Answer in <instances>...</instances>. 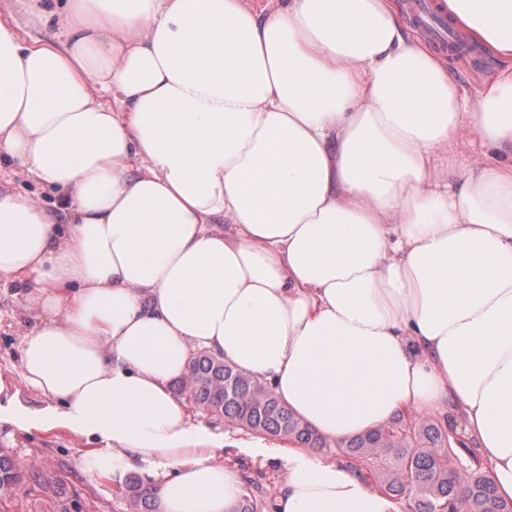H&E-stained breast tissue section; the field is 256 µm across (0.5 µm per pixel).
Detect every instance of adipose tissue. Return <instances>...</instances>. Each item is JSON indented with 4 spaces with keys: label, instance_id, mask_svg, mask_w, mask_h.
<instances>
[{
    "label": "adipose tissue",
    "instance_id": "ef3b65f1",
    "mask_svg": "<svg viewBox=\"0 0 512 512\" xmlns=\"http://www.w3.org/2000/svg\"><path fill=\"white\" fill-rule=\"evenodd\" d=\"M0 12V280L48 319L0 373L16 429L97 438L161 512H232L225 433L171 384L195 348L267 382L332 442L448 418L512 500V0H441L500 60L470 95L395 0H20ZM47 400L24 407L20 387ZM276 512H404L297 443ZM1 182L5 183L9 181V187L17 191H27L34 193L36 197L41 200V203L48 209H55L56 198L49 192L37 187L34 183L27 179V177L21 172V169L14 168L8 172H5L1 176Z\"/></svg>",
    "mask_w": 512,
    "mask_h": 512
}]
</instances>
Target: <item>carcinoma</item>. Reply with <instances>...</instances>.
<instances>
[{
  "label": "carcinoma",
  "instance_id": "1",
  "mask_svg": "<svg viewBox=\"0 0 512 512\" xmlns=\"http://www.w3.org/2000/svg\"><path fill=\"white\" fill-rule=\"evenodd\" d=\"M180 390L198 408L224 417L236 428L322 451L331 448L281 403L266 382L222 356L204 351L192 357ZM336 447L357 462L378 453L393 454L395 474L380 485L390 495L413 499L414 512H512V502L497 497L492 481L480 469L456 467L448 430L433 420L416 421L409 428L398 417ZM22 479L13 459L0 454V497L14 494ZM123 495L128 512H158L155 493L140 475L124 478Z\"/></svg>",
  "mask_w": 512,
  "mask_h": 512
}]
</instances>
